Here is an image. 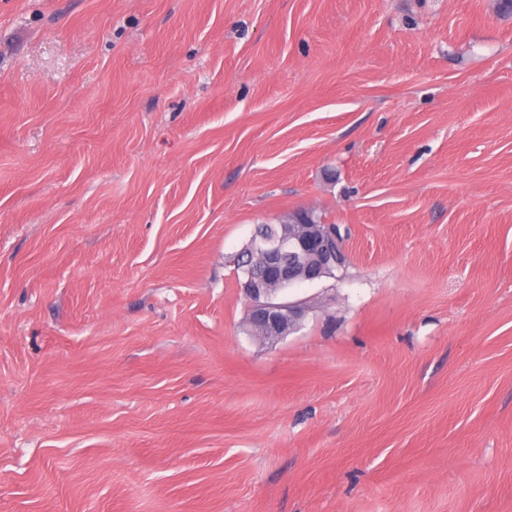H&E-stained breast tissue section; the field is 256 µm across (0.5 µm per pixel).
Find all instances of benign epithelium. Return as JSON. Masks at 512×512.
Wrapping results in <instances>:
<instances>
[{"mask_svg": "<svg viewBox=\"0 0 512 512\" xmlns=\"http://www.w3.org/2000/svg\"><path fill=\"white\" fill-rule=\"evenodd\" d=\"M261 253L262 280L285 282L292 286L313 282L323 269L342 265L347 256L343 238L329 224H300V230L278 238L254 236L246 246ZM248 301V323L262 337L280 341L302 320L307 306L296 302L277 303L267 297V288L248 281L242 287Z\"/></svg>", "mask_w": 512, "mask_h": 512, "instance_id": "7a95c632", "label": "benign epithelium"}]
</instances>
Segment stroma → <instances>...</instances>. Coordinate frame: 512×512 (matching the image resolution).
I'll return each instance as SVG.
<instances>
[{"label":"stroma","instance_id":"35a3bbf8","mask_svg":"<svg viewBox=\"0 0 512 512\" xmlns=\"http://www.w3.org/2000/svg\"><path fill=\"white\" fill-rule=\"evenodd\" d=\"M0 512H512V8L0 0ZM300 230L279 238H264L254 235L244 251L260 252L264 265L258 274L261 280L285 282L295 286L319 280L323 269L342 266L347 258L343 238L330 224H303L294 220ZM292 224V226H294ZM301 255L311 256L304 264L297 263ZM345 265L342 268H345ZM268 288H279L269 284ZM259 283L247 281L242 290L248 301V323L258 328L263 338L280 341L288 330L302 320L309 310L296 302L277 303L267 297V290Z\"/></svg>","mask_w":512,"mask_h":512}]
</instances>
